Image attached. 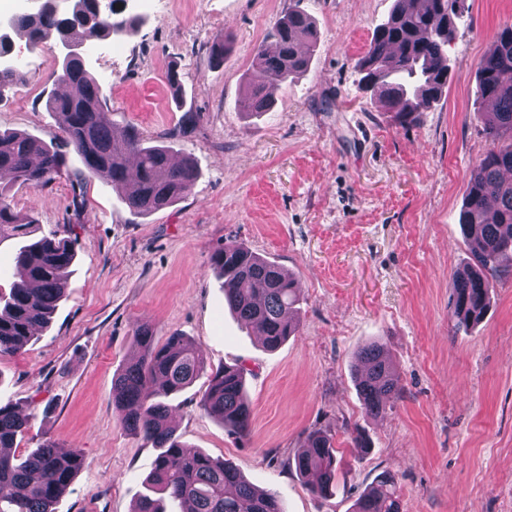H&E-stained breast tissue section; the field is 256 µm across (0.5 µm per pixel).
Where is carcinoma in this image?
<instances>
[{"mask_svg":"<svg viewBox=\"0 0 512 512\" xmlns=\"http://www.w3.org/2000/svg\"><path fill=\"white\" fill-rule=\"evenodd\" d=\"M461 18L459 0H395L359 64L363 89L402 123L430 110L448 85V44ZM140 24L141 16L128 11L125 0H109L106 6L102 0H65L62 5L44 0L34 11L11 16L10 26L0 32V58L12 55L15 36L25 38L31 52L54 39L61 58L50 74L55 89L46 97L45 110L58 116L63 146L79 155L90 175L124 186L131 211L146 215L190 192L197 168L189 160L173 163L167 147L145 145L135 129L118 135L105 111L102 86L81 54L89 41L124 36ZM315 41L314 22L304 10L291 8L278 19L269 40L255 52L254 75L246 87L248 111L271 110L263 80L285 83L307 70ZM22 75V67L0 64V101ZM478 79L489 105L482 124L491 147L471 174L462 211L471 263L453 274L449 310L459 329L484 318L502 262H512V25L498 31L494 50L479 62ZM63 165L61 151L28 134L0 132V241L24 235L34 224L14 210L10 186L18 181L46 184ZM74 257L72 241L54 235L18 249L19 281L0 301V356L21 351L35 330L47 327L65 297ZM210 262L224 278L225 302L264 348L275 350L298 331L288 311L299 304L300 292L286 270L238 244L215 249ZM135 342L141 358L114 375L112 401L123 428L160 450L136 512H167L162 499L153 497L157 492L181 503L182 512H285L275 493L254 487L222 460L186 451L176 435L167 399L204 370L197 347L178 332L161 344L146 322L136 326ZM358 361L363 369L356 372V383L364 412L377 416L402 396L400 377L378 342L364 348ZM245 375L239 364L211 371L201 402L238 438L250 431ZM30 420L15 405L0 403V449L15 447ZM84 464L79 453L62 452L50 440L19 457L0 452V512H55ZM293 465L312 495L326 496L340 466L332 435L320 428L309 432ZM353 512H401L393 478L381 475L359 496Z\"/></svg>","mask_w":512,"mask_h":512,"instance_id":"obj_1","label":"carcinoma"}]
</instances>
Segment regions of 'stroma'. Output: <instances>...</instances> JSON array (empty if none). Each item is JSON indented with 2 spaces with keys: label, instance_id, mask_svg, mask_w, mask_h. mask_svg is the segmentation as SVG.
I'll return each instance as SVG.
<instances>
[{
  "label": "stroma",
  "instance_id": "obj_1",
  "mask_svg": "<svg viewBox=\"0 0 512 512\" xmlns=\"http://www.w3.org/2000/svg\"><path fill=\"white\" fill-rule=\"evenodd\" d=\"M394 0H134L135 32L95 42L91 67L115 130H139L192 158L186 196L147 216L120 187L88 175L74 152L46 187L14 185L34 236L72 240L65 299L50 326L20 353L0 357V401L32 414L22 448L49 439L79 452L83 468L56 512H133L156 448L129 435L112 403V377L139 356L134 328L157 340L179 332L206 370L169 399L190 450L232 462L275 492L287 512H352L391 475L402 512H512V272L502 274L484 319L455 329L451 277L469 251L460 224L469 178L489 149L478 119L477 78L512 0H462L440 101L411 123L366 93L359 63ZM298 6L317 44L306 72L271 88V111H244L256 47ZM227 40L221 62L212 43ZM26 67L0 102V130L59 145L44 109L57 66L54 41L37 53L16 40ZM179 74L178 86L167 79ZM197 123L177 136L187 113ZM250 248L293 274L297 335L277 350L224 304L213 250ZM384 344L404 387L383 414L365 415L357 353ZM247 369L250 434L238 440L200 407L209 373ZM316 428L330 430L346 470L318 498L288 466ZM365 436L369 448L355 447Z\"/></svg>",
  "mask_w": 512,
  "mask_h": 512
}]
</instances>
